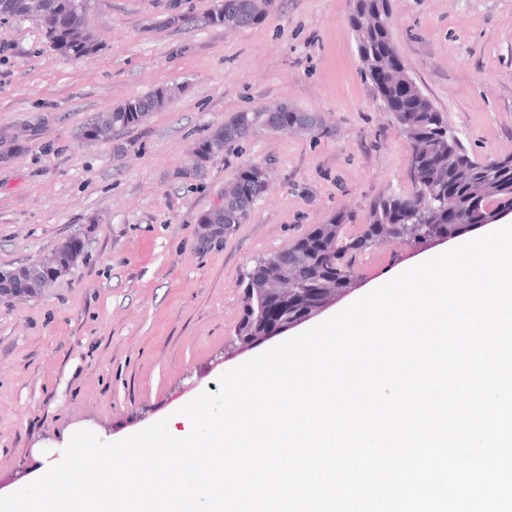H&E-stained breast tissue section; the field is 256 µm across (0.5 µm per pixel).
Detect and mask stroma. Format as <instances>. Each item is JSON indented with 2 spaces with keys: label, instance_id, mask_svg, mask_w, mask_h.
<instances>
[{
  "label": "stroma",
  "instance_id": "1",
  "mask_svg": "<svg viewBox=\"0 0 512 512\" xmlns=\"http://www.w3.org/2000/svg\"><path fill=\"white\" fill-rule=\"evenodd\" d=\"M97 42L53 50L33 19L0 20V134L37 127L0 160V270L78 233L86 254L34 298L0 300V482L60 461L79 430L114 442L218 392L241 281L336 214L358 231L371 201L404 191L409 147L359 68L350 0H277L256 25L206 24L216 0H83ZM394 45L481 158L512 152V0H391ZM175 87L163 110L108 141L95 115ZM288 103L313 133L259 131L201 168L193 152L237 113ZM261 165L269 188L246 223L199 245L198 219ZM404 248L362 257L389 279Z\"/></svg>",
  "mask_w": 512,
  "mask_h": 512
}]
</instances>
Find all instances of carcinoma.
<instances>
[{
	"label": "carcinoma",
	"mask_w": 512,
	"mask_h": 512,
	"mask_svg": "<svg viewBox=\"0 0 512 512\" xmlns=\"http://www.w3.org/2000/svg\"><path fill=\"white\" fill-rule=\"evenodd\" d=\"M276 0H231L224 12L207 16V24L226 28H244L258 23ZM38 20L54 50L74 57L96 51V42L88 31L82 0H0V18ZM390 0H351L350 25L354 34L361 68L368 79L383 66L382 47L393 42ZM380 105L390 112L408 141L411 187L405 193L387 191L375 198L367 213L366 224L351 234L348 217L336 215L326 224L312 227L287 249L275 252L255 263L244 276L242 316L230 341L232 347L247 348L267 330L257 317V308L272 288H286L294 282L302 291V303L314 311L321 307L318 289L327 278L332 288H345V275L356 271L357 256L389 241L408 238L405 226L418 224L429 232H445L448 223V193L455 195L453 205L461 212L464 224H491L495 214L512 208V153L494 159H482L465 146L457 131L423 93L409 72H398L388 82L373 84ZM176 93L168 86L138 98L128 99L104 114L110 122L95 117L87 127L93 141L110 140L119 131L140 124L152 113L164 108ZM292 112L286 103L274 109L257 108L238 113L234 119L215 129L194 152L206 159L224 151L226 144L250 137L259 130L283 132L280 112ZM267 190L266 172L250 166L224 187V205L199 219L200 242L213 243L238 224L245 223L255 203ZM73 234L51 253L60 273L69 271L81 250ZM41 263L0 271V300L33 298L55 282L40 279L34 272Z\"/></svg>",
	"instance_id": "obj_1"
}]
</instances>
